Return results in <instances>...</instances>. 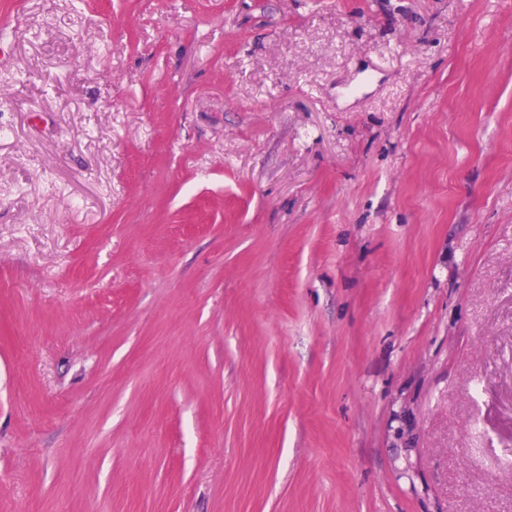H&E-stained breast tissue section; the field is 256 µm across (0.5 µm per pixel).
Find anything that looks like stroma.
<instances>
[{
	"label": "stroma",
	"instance_id": "obj_1",
	"mask_svg": "<svg viewBox=\"0 0 512 512\" xmlns=\"http://www.w3.org/2000/svg\"><path fill=\"white\" fill-rule=\"evenodd\" d=\"M0 512H512V0H0Z\"/></svg>",
	"mask_w": 512,
	"mask_h": 512
}]
</instances>
